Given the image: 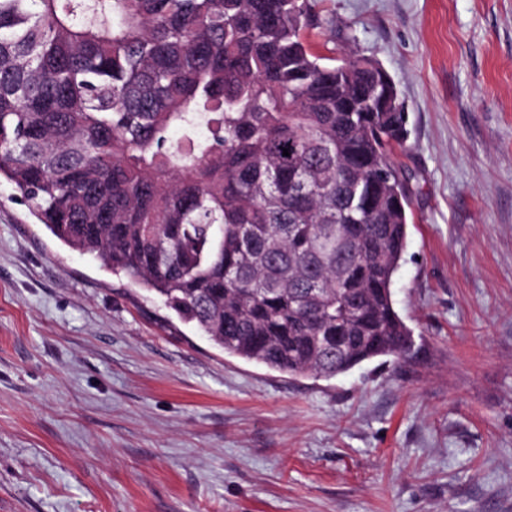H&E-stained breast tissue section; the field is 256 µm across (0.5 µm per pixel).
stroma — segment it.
I'll return each instance as SVG.
<instances>
[{"mask_svg":"<svg viewBox=\"0 0 512 512\" xmlns=\"http://www.w3.org/2000/svg\"><path fill=\"white\" fill-rule=\"evenodd\" d=\"M404 104L413 356L224 353L0 180V512H512V0H319Z\"/></svg>","mask_w":512,"mask_h":512,"instance_id":"1","label":"stroma"}]
</instances>
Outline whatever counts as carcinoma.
Returning <instances> with one entry per match:
<instances>
[{
  "label": "carcinoma",
  "mask_w": 512,
  "mask_h": 512,
  "mask_svg": "<svg viewBox=\"0 0 512 512\" xmlns=\"http://www.w3.org/2000/svg\"><path fill=\"white\" fill-rule=\"evenodd\" d=\"M317 3L0 0V177L224 352L331 379L409 353L410 190L396 84L323 63Z\"/></svg>",
  "instance_id": "cac0c4a2"
}]
</instances>
